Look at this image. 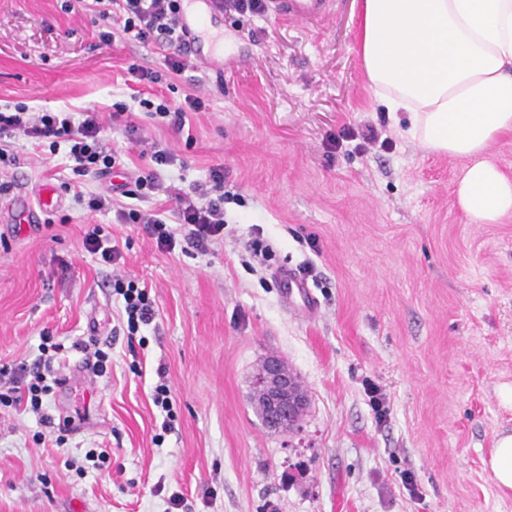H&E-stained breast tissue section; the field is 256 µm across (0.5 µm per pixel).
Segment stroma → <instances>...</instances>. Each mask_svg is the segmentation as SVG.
<instances>
[{"mask_svg":"<svg viewBox=\"0 0 512 512\" xmlns=\"http://www.w3.org/2000/svg\"><path fill=\"white\" fill-rule=\"evenodd\" d=\"M360 0H331L317 24L272 14L225 15L219 65L149 86L131 65L162 69L161 50L100 44L86 0H0V106L110 115L102 142L128 169H158V189L120 198L149 208L164 189L224 169V236L198 251L157 247L139 224L89 210L108 179L72 172L67 146L17 137L11 198L38 206L43 185L62 205L16 224L0 210V365L62 343L68 379L48 412L71 419L64 445L37 415L0 410V512H512L487 464L512 433V216L473 224L457 204L464 160L411 139L406 113L386 112L364 72ZM205 100L183 132L148 118L152 95ZM379 143L361 139L365 126ZM101 227L116 265L85 251ZM275 254L255 267L253 230ZM311 262L309 302L284 294ZM121 273L149 289L156 318L130 352ZM111 359L101 376L80 342ZM281 357L308 393L300 426L264 427L253 376ZM168 367L174 423L152 400ZM385 393L378 417L367 384ZM410 472L414 489L403 486Z\"/></svg>","mask_w":512,"mask_h":512,"instance_id":"obj_1","label":"stroma"}]
</instances>
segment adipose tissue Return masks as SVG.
Segmentation results:
<instances>
[{
  "mask_svg": "<svg viewBox=\"0 0 512 512\" xmlns=\"http://www.w3.org/2000/svg\"><path fill=\"white\" fill-rule=\"evenodd\" d=\"M360 49L376 100L425 149L464 160L474 224L512 215V177L488 156L512 131V0H363Z\"/></svg>",
  "mask_w": 512,
  "mask_h": 512,
  "instance_id": "obj_1",
  "label": "adipose tissue"
}]
</instances>
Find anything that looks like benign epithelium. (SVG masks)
Wrapping results in <instances>:
<instances>
[{"mask_svg":"<svg viewBox=\"0 0 512 512\" xmlns=\"http://www.w3.org/2000/svg\"><path fill=\"white\" fill-rule=\"evenodd\" d=\"M253 385L265 400V425L278 431L296 422L307 406V395L288 365L278 357L267 358L254 376Z\"/></svg>","mask_w":512,"mask_h":512,"instance_id":"1","label":"benign epithelium"}]
</instances>
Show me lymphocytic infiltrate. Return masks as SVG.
<instances>
[{"label":"lymphocytic infiltrate","mask_w":512,"mask_h":512,"mask_svg":"<svg viewBox=\"0 0 512 512\" xmlns=\"http://www.w3.org/2000/svg\"><path fill=\"white\" fill-rule=\"evenodd\" d=\"M112 17L119 24L121 33L128 39L142 44L156 43L166 48L165 64L173 74L192 68L193 62L184 50L187 36L179 22L181 0H108ZM104 124L97 111L84 112L82 120H74L68 112H32L25 104L13 108L0 107V165L14 162L7 146L16 136L22 135L50 146L67 142L69 157L75 174L107 175L118 167L116 155L106 151L101 142ZM224 170L215 168L210 174L209 186H195L186 192L171 188L169 201L173 202L180 227L172 229L156 209L121 210L117 218L123 224L145 225L159 248L170 251L176 243V231H183L185 240L197 249H205L207 242L224 235ZM114 289L123 298L126 320L124 333L128 342H135L142 327L155 319L154 302L147 289L134 282L115 277ZM60 345L42 352L33 362H19L12 367L0 368V404L4 406L29 405L39 413L45 427L55 425L51 416L43 414L44 397L54 387L62 385L56 376L54 362Z\"/></svg>","instance_id":"obj_1"}]
</instances>
